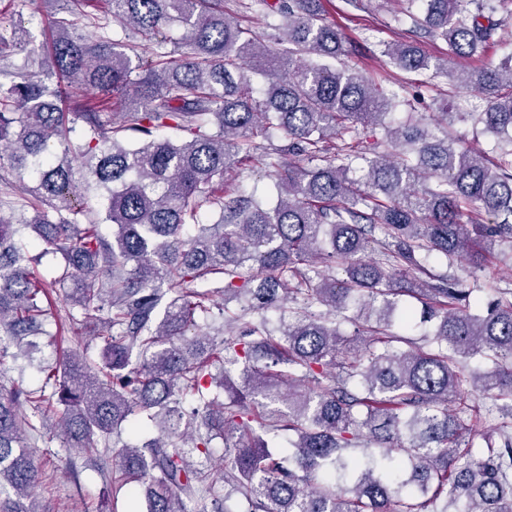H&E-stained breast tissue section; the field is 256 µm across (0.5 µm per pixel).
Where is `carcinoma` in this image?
<instances>
[{
  "label": "carcinoma",
  "mask_w": 512,
  "mask_h": 512,
  "mask_svg": "<svg viewBox=\"0 0 512 512\" xmlns=\"http://www.w3.org/2000/svg\"><path fill=\"white\" fill-rule=\"evenodd\" d=\"M415 1V25L455 57L512 18V0ZM83 2L51 21L38 70L14 60L29 31L0 27V192L17 197L0 213V358L49 335L52 288L83 311L75 333L103 342L97 362L74 353L40 366L39 389L0 392V512H41L31 448L53 418L64 446L113 454L112 496L136 481L146 512H512V292L482 314L460 279L420 277L433 258L483 277L512 241V55L461 80L486 98L475 122L503 138L490 166L446 131L392 124L390 98L331 67L344 39L318 0H262L286 60L224 0H107V18ZM383 53L448 70L416 43ZM358 124L387 138L336 149ZM255 162L273 205L213 194ZM23 228L62 257L60 276H36ZM218 295L237 304L225 338L190 334ZM470 388L493 402V430L449 408ZM141 423L158 435L123 440ZM281 430L285 450L268 439Z\"/></svg>",
  "instance_id": "carcinoma-1"
}]
</instances>
